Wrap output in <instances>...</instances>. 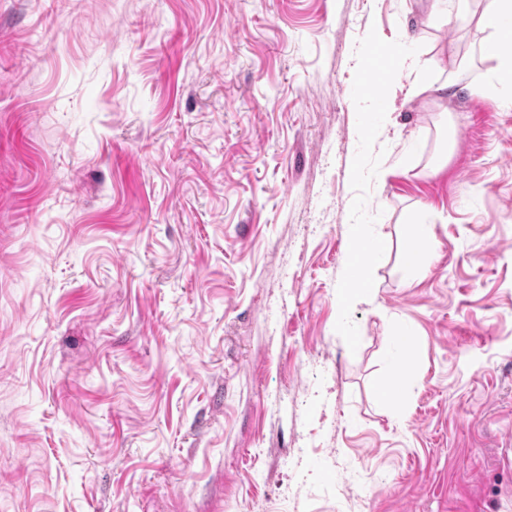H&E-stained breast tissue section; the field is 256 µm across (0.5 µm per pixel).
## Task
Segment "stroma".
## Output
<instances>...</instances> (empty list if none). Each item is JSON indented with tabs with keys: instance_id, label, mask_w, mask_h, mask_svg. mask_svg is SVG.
<instances>
[{
	"instance_id": "1",
	"label": "stroma",
	"mask_w": 512,
	"mask_h": 512,
	"mask_svg": "<svg viewBox=\"0 0 512 512\" xmlns=\"http://www.w3.org/2000/svg\"><path fill=\"white\" fill-rule=\"evenodd\" d=\"M485 8L0 0V512H512Z\"/></svg>"
}]
</instances>
